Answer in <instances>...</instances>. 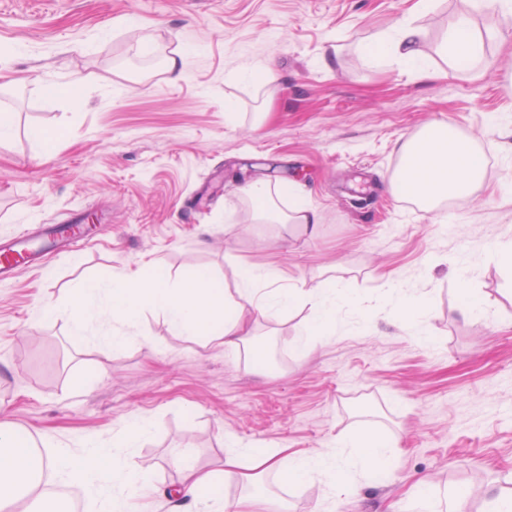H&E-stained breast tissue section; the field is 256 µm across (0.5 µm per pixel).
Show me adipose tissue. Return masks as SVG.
Masks as SVG:
<instances>
[{
	"instance_id": "adipose-tissue-1",
	"label": "adipose tissue",
	"mask_w": 512,
	"mask_h": 512,
	"mask_svg": "<svg viewBox=\"0 0 512 512\" xmlns=\"http://www.w3.org/2000/svg\"><path fill=\"white\" fill-rule=\"evenodd\" d=\"M419 36L416 27L405 25L395 34L376 38L367 52L376 61L394 59L409 70L421 72L427 62L419 49ZM439 51L464 68L474 69L485 62L482 41L465 21L449 29ZM398 153L400 166L390 188L426 212L437 210L447 199L466 201L483 178L474 140L457 134L443 122L429 123L414 137L399 142ZM284 192L294 198L285 213L279 211L269 185L249 183L240 190L241 196L256 203L260 221L315 233L319 224L315 209L295 198L293 187H285ZM277 279L274 270L261 265L236 268L231 289L222 279L207 274L148 279L138 273H120L75 283L65 312L74 335L110 351L132 342L141 313L152 309L164 315L174 333L209 335L220 340L225 351L237 354L250 345L252 318L282 317L300 302L309 305L316 316L315 327L305 330L310 336L315 330L334 327L340 304L359 301L348 281L333 275L312 287L280 288ZM153 430V421L134 417L124 423L112 442L88 437L81 454L61 448L43 457L20 440L14 426L0 422V512H13L17 502L30 495L46 472L64 484L80 487L87 497L109 505L112 512H126L129 499L145 480L127 467L121 451L138 447ZM355 459L366 466L393 462L383 436L369 429L338 440L335 448L288 457L275 451L257 454L248 448H231L225 454L224 466L242 469L247 482L256 475L284 470L295 481L324 478L339 485ZM180 467L182 479L171 491L177 504L193 503L211 512H235V503L218 491L214 473L200 471L186 461Z\"/></svg>"
}]
</instances>
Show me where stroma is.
Segmentation results:
<instances>
[{
    "label": "stroma",
    "mask_w": 512,
    "mask_h": 512,
    "mask_svg": "<svg viewBox=\"0 0 512 512\" xmlns=\"http://www.w3.org/2000/svg\"><path fill=\"white\" fill-rule=\"evenodd\" d=\"M415 3L0 0V114L13 129L0 140V240L77 214L96 223L84 244L0 278V422L46 455L111 440L134 414L154 420L148 440L122 451L147 478L134 512H173L182 457L218 474L240 512H264L269 498L287 512H410L421 483L449 512L512 496V275L487 259L512 239V19L473 0H436L425 14ZM463 17L487 70L436 53ZM405 22L421 32L427 75L365 52ZM177 48L186 66L175 79L163 56ZM246 66L254 81L239 79ZM72 79L78 106L50 90ZM436 120L475 137L484 160L468 202L442 206L444 223L389 188L397 143ZM291 181L319 214L315 237L258 223L236 193ZM234 262L309 285L340 265L366 301L304 347L309 308L259 319L262 357L177 335L152 310L117 353L70 332L63 308L78 280L137 268L221 277ZM402 289L425 296L427 313L398 327ZM465 290L481 317L460 315ZM366 427L394 440L396 461L352 468L337 492L224 471L233 441L325 451Z\"/></svg>",
    "instance_id": "stroma-1"
}]
</instances>
